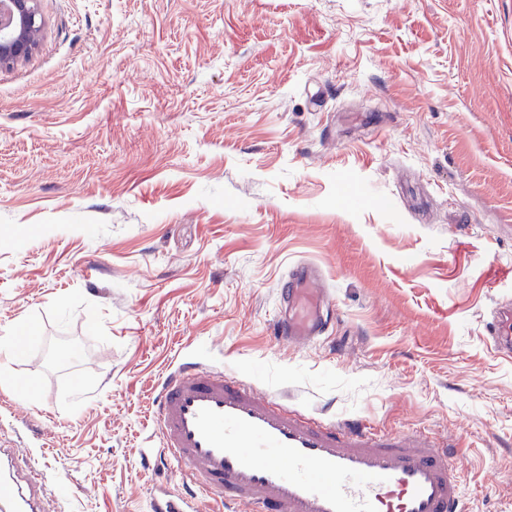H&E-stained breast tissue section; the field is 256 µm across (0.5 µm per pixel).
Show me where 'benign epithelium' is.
<instances>
[{"instance_id": "benign-epithelium-1", "label": "benign epithelium", "mask_w": 512, "mask_h": 512, "mask_svg": "<svg viewBox=\"0 0 512 512\" xmlns=\"http://www.w3.org/2000/svg\"><path fill=\"white\" fill-rule=\"evenodd\" d=\"M44 28L38 0H0V69L27 60L37 49Z\"/></svg>"}]
</instances>
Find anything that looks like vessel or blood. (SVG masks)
<instances>
[{"instance_id":"b4317fda","label":"vessel or blood","mask_w":512,"mask_h":512,"mask_svg":"<svg viewBox=\"0 0 512 512\" xmlns=\"http://www.w3.org/2000/svg\"><path fill=\"white\" fill-rule=\"evenodd\" d=\"M279 298L280 342L325 335L334 306L317 267L295 266ZM490 339L512 355L511 301L493 309ZM152 413L157 453L179 466L180 483L156 489L151 512H463L454 448L418 431L323 420L187 359L159 380ZM12 455L0 448V512H39L44 487L12 471Z\"/></svg>"}]
</instances>
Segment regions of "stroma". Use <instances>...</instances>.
I'll use <instances>...</instances> for the list:
<instances>
[{"label":"stroma","mask_w":512,"mask_h":512,"mask_svg":"<svg viewBox=\"0 0 512 512\" xmlns=\"http://www.w3.org/2000/svg\"><path fill=\"white\" fill-rule=\"evenodd\" d=\"M0 69V432L43 512H150L161 375L448 438L512 512V0H39ZM300 262L327 338L278 344ZM491 342L501 353L512 355V303L511 299L499 302L492 311Z\"/></svg>","instance_id":"35a3bbf8"}]
</instances>
